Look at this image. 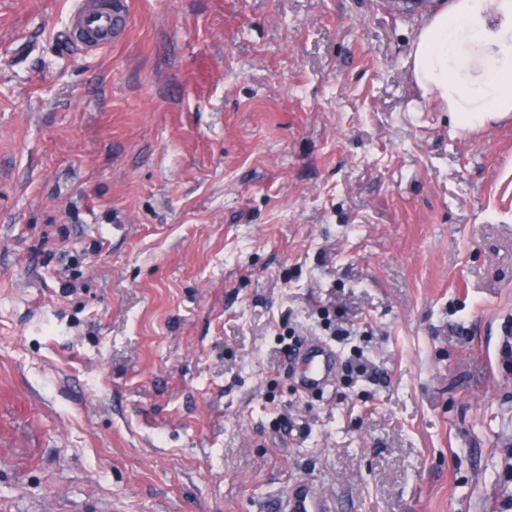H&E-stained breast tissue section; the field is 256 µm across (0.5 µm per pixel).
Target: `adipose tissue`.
<instances>
[{"instance_id": "obj_1", "label": "adipose tissue", "mask_w": 512, "mask_h": 512, "mask_svg": "<svg viewBox=\"0 0 512 512\" xmlns=\"http://www.w3.org/2000/svg\"><path fill=\"white\" fill-rule=\"evenodd\" d=\"M411 77L471 130L512 115V0H451L421 25Z\"/></svg>"}]
</instances>
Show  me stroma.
Returning <instances> with one entry per match:
<instances>
[{"label": "stroma", "instance_id": "stroma-1", "mask_svg": "<svg viewBox=\"0 0 512 512\" xmlns=\"http://www.w3.org/2000/svg\"><path fill=\"white\" fill-rule=\"evenodd\" d=\"M125 2L87 55L0 0V512H512V118L411 83L443 0ZM338 367V355L329 344L319 339L304 342L289 362L302 393H313L329 387ZM274 512H333L331 501L313 492L307 483L299 484L280 497Z\"/></svg>", "mask_w": 512, "mask_h": 512}]
</instances>
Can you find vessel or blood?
Segmentation results:
<instances>
[{"instance_id": "obj_1", "label": "vessel or blood", "mask_w": 512, "mask_h": 512, "mask_svg": "<svg viewBox=\"0 0 512 512\" xmlns=\"http://www.w3.org/2000/svg\"><path fill=\"white\" fill-rule=\"evenodd\" d=\"M122 0H77L67 23L69 37L83 52L95 53L108 49L117 30L125 22ZM338 367V355L324 341L304 342L289 362V368L302 393H312L329 387ZM275 512H333L327 497L317 495L308 484H299L280 497Z\"/></svg>"}]
</instances>
